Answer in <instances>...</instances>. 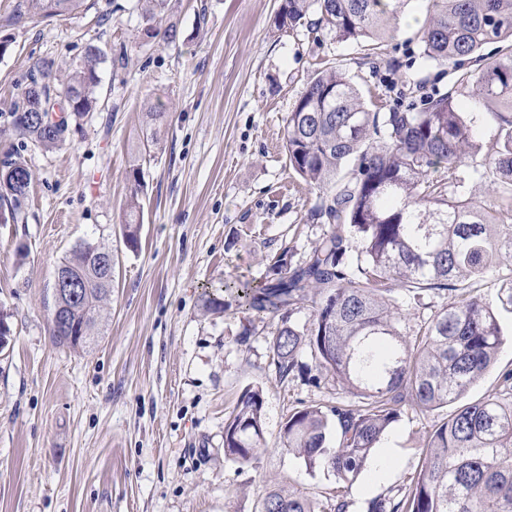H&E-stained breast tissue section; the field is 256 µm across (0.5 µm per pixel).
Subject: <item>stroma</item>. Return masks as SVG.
Returning a JSON list of instances; mask_svg holds the SVG:
<instances>
[{"label":"stroma","instance_id":"35a3bbf8","mask_svg":"<svg viewBox=\"0 0 512 512\" xmlns=\"http://www.w3.org/2000/svg\"><path fill=\"white\" fill-rule=\"evenodd\" d=\"M0 0V158L21 156L32 173L17 223H0V512H260L266 493L292 488L324 501L333 477L281 452L280 428L303 405L336 401L332 379L313 386L279 379L268 349L278 319L241 307L229 286L266 276L290 248L309 258L327 227L314 220L319 193L288 166L284 120L316 73L340 67L364 97L407 105L417 79L450 86L452 66H424L409 21L410 0L375 52L300 26L277 30L279 0H166L177 45L144 40V0H111L109 17L11 19ZM126 51L104 64L105 108L46 151L15 133L10 113L34 60L54 61L57 79L88 44ZM169 107L160 143L136 149L144 112ZM145 184L137 249L122 235L132 164ZM82 240L112 250V301L86 348L54 344L48 322L58 265ZM223 294L207 310L205 292ZM502 345L494 366L463 397L491 394L512 369V312L497 309ZM264 399L266 448L250 462L224 457V423L246 388ZM462 401V402H463ZM429 421L413 413L381 438L389 474L364 469L347 490L349 512L409 484L422 464Z\"/></svg>","mask_w":512,"mask_h":512}]
</instances>
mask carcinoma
<instances>
[{"mask_svg":"<svg viewBox=\"0 0 512 512\" xmlns=\"http://www.w3.org/2000/svg\"><path fill=\"white\" fill-rule=\"evenodd\" d=\"M98 0H17L13 16H65L94 8ZM410 0H280L278 30L307 23L325 26L339 41H376ZM418 34L424 57L453 64L457 87L427 91L421 104L372 112L353 78L340 69L319 72L285 118L283 141L291 167L319 191L312 216L328 231L304 265L278 255L263 280L235 284L241 304L279 316L269 351L280 378L298 374L318 384L330 376L356 401L292 410L280 429L281 448L310 471L332 474L324 509L307 496L273 489L261 512H348L344 489L361 475L382 436L409 410L426 417L458 400L494 365L502 330L478 283L493 268L506 269L498 300L512 309V0H426ZM150 38L176 42L175 23ZM504 48L485 53L490 43ZM124 69L127 53L113 58L89 45L59 86L33 77L11 113L14 129L46 150L61 146L70 123L51 131L31 117L39 97L54 96L74 118L99 110L100 65ZM492 114L496 132L483 145L454 101ZM481 159H476V156ZM439 176L432 177L433 173ZM126 200L123 235L138 243L144 191ZM31 173L18 158L0 166V223L18 220ZM491 200L477 201L470 185ZM112 250L81 241L59 269L80 287L76 300L57 305L65 327L54 342L78 349L93 341L111 301L112 279L97 264ZM319 296L307 322L294 319L298 305ZM447 302L429 317L418 311L428 296ZM309 351L317 376H308L301 353ZM266 447L262 393L245 389L224 425L225 459L247 463ZM424 466L408 489L370 499L366 512H512V370L495 393L465 404L433 425Z\"/></svg>","mask_w":512,"mask_h":512,"instance_id":"obj_1","label":"carcinoma"}]
</instances>
